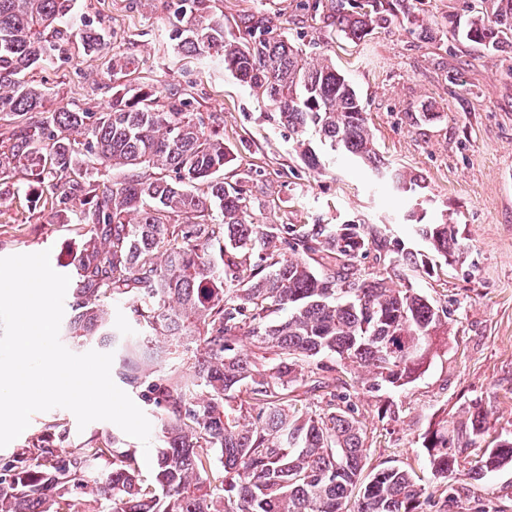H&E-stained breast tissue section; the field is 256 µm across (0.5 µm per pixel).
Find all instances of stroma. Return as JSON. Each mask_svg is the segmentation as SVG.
Here are the masks:
<instances>
[{
    "mask_svg": "<svg viewBox=\"0 0 512 512\" xmlns=\"http://www.w3.org/2000/svg\"><path fill=\"white\" fill-rule=\"evenodd\" d=\"M470 0H411L416 16L437 28L420 37L415 26L392 24L354 43L336 35L304 0H213L228 32L246 17L265 20L274 33L302 44L308 58L328 57L357 87L376 146L390 167L418 176L425 187L424 222L444 216L465 245L460 261L441 260L412 271L393 267L398 283L412 286L450 311L447 340L437 341L427 364L400 388L367 373L341 372L343 394L366 434L364 475L396 466L412 471L426 490L423 512H512V465L480 478L458 476L454 509L444 505L446 484L431 470L425 433L456 422L468 404L489 411L483 440L468 448L476 459L496 437L512 436V49L485 51L453 38L449 18L465 20ZM76 12L100 22L115 50L135 60L139 84L187 97L195 110L224 115V142L235 156L226 176L240 181L259 224H346L387 232L405 250L425 252L408 221L411 201L350 159L324 153L314 172L299 159L293 138L268 101L224 68L174 49L166 0H77ZM50 88L47 111L78 104L99 110L112 96L103 58L71 44L50 67L34 71ZM441 121L414 122L422 108ZM46 185H0V257L49 251L60 274L84 239L81 202L52 211ZM63 422L65 441L77 445L98 433L118 435L151 475L145 448L109 421L79 427L68 409L34 413L22 434L0 448L11 456L48 437Z\"/></svg>",
    "mask_w": 512,
    "mask_h": 512,
    "instance_id": "1",
    "label": "stroma"
}]
</instances>
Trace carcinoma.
Here are the masks:
<instances>
[{"mask_svg":"<svg viewBox=\"0 0 512 512\" xmlns=\"http://www.w3.org/2000/svg\"><path fill=\"white\" fill-rule=\"evenodd\" d=\"M75 2L0 0V114L25 118L0 152V179L20 169L29 184L59 185L53 209L89 203L61 335L76 347L112 343L119 377L146 386L159 411L161 448L148 481L111 435L74 448L50 438L0 461V512H65L81 499L94 503L92 512H422L425 490L409 471L387 467L361 479L365 439L350 410L336 407L332 367L321 364L309 379L299 362L334 357L395 388L415 379L433 339L447 333L446 312L387 272L360 278L355 268L371 249L411 268L424 259L359 224L254 223L239 183L224 181L234 158L218 131L221 114L192 112L176 92L119 84L100 112L74 105L44 115L45 89L30 74L70 42L108 56L114 77L134 64L110 48L101 25L77 16ZM168 7L175 47L261 91L310 170H321L311 132L384 175L396 192L421 188L417 177L389 169L361 97L333 61L308 60L301 46L269 36L264 21L250 17L246 39L226 35L224 14L206 0H168ZM331 18L354 43L398 20L428 39L436 34L410 0H364L359 12L338 3ZM451 28L482 50L512 44V0H493V13L481 7ZM90 158L123 173L122 181L87 180ZM417 232L436 257L462 254L446 220ZM121 296L131 300L132 331L108 308ZM281 311L284 318L270 319ZM162 336L183 370L140 368ZM243 339L253 347L248 355L235 352ZM297 386L323 392L327 409L297 408L289 398ZM468 413L465 428L442 425L423 439L442 479L460 471L459 449L485 433L481 406ZM509 464L512 437L485 449L471 470Z\"/></svg>","mask_w":512,"mask_h":512,"instance_id":"obj_1","label":"carcinoma"}]
</instances>
